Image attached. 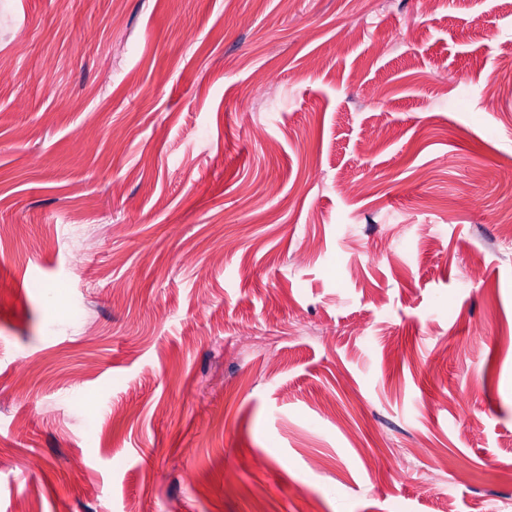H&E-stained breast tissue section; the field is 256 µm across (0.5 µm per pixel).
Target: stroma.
<instances>
[{
    "mask_svg": "<svg viewBox=\"0 0 512 512\" xmlns=\"http://www.w3.org/2000/svg\"><path fill=\"white\" fill-rule=\"evenodd\" d=\"M509 56L502 0H0V512H512Z\"/></svg>",
    "mask_w": 512,
    "mask_h": 512,
    "instance_id": "1",
    "label": "stroma"
}]
</instances>
